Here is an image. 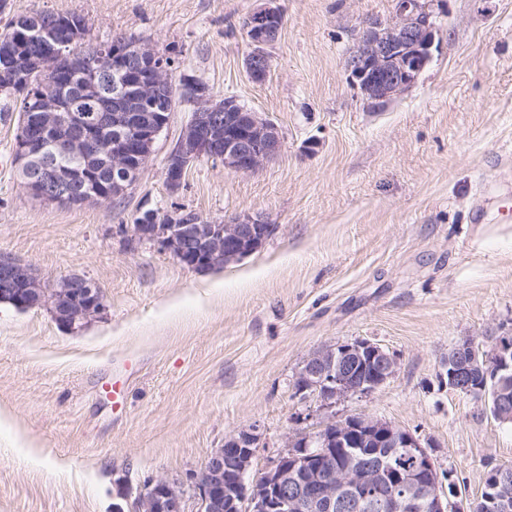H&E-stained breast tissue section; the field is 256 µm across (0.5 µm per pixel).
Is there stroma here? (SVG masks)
<instances>
[{"label":"stroma","instance_id":"35a3bbf8","mask_svg":"<svg viewBox=\"0 0 512 512\" xmlns=\"http://www.w3.org/2000/svg\"><path fill=\"white\" fill-rule=\"evenodd\" d=\"M285 24L261 83L242 20L259 0H6L85 17L87 41L135 36L179 74L274 122L257 171L190 166L172 194L166 157L195 109L180 101L126 197L45 204L13 162L15 98L0 97V253L46 287L92 280L103 309L75 327L44 305L0 303V512H134L148 481L194 482L227 436L257 433L250 477L285 439L366 414L420 439L476 497L512 466V424L440 386L465 338L512 334V0H441L439 44L408 91L370 107L345 68L355 30L393 0H280ZM273 227L237 263L197 271L139 239L140 206ZM365 339L395 376L332 410L294 382L313 353ZM127 381L114 408L103 387Z\"/></svg>","mask_w":512,"mask_h":512}]
</instances>
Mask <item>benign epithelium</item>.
Masks as SVG:
<instances>
[{"label": "benign epithelium", "instance_id": "obj_1", "mask_svg": "<svg viewBox=\"0 0 512 512\" xmlns=\"http://www.w3.org/2000/svg\"><path fill=\"white\" fill-rule=\"evenodd\" d=\"M436 0H394L390 19L367 18L356 34V47L346 61L350 82L367 104L382 106L409 89L427 67L435 46ZM284 13L279 0H261L245 25L252 52L245 58L248 77L263 82L270 70L269 48L278 40ZM33 34L43 42L40 70L47 74L38 87V100L44 107L45 128L62 133L58 145L78 159L65 169L56 156L42 151L41 138L20 124L14 151L22 184L34 198L45 203L84 205L122 198L138 180L141 170L133 157L148 160L153 145L167 127L169 118L151 123L135 120L133 114L117 112L96 116L74 110L69 100L56 93L63 82L61 70H54L55 58L68 54L81 69L98 74L105 67L138 74L133 88L142 97H159L171 86L164 58L150 46L138 42L123 50L105 46L92 52L73 47L76 37L62 39L46 29ZM192 100L196 104L189 123L183 128L167 156L164 181L178 191L189 166L207 159L219 161L237 173L258 170L280 148L278 127L258 112H242L237 99L228 96L216 100L209 89L196 82ZM125 129L130 140L107 139V128ZM98 157L113 168L125 172L124 178L110 188H87L91 173L83 164ZM134 231L139 238L154 241L180 263L192 269H210L217 264L237 262L257 249L270 234L271 225L251 217H235L222 224L200 223L185 211H150L137 220ZM24 308L30 304H48L55 319L73 327L103 308V295L90 280L73 276L62 279L54 288H45L31 270L12 257L0 254V302ZM375 366L370 382L356 383L350 368L359 362ZM478 370L485 375L512 371V335L493 337L490 349L466 338L448 357V373L440 374L448 388L476 398L493 394L498 406L493 417L512 422V409L504 412L499 405L512 400V391L496 386H474L463 373ZM397 371V360L383 348L358 340L322 350L304 364L295 384V394L315 396L323 402L340 400L351 394H368ZM364 429L365 437L379 438L391 448H406L426 479L418 482L415 472L401 471L391 460L379 458L359 467L343 469L322 466L329 437L336 436L340 448L359 450L349 435L348 424ZM256 437L248 432L231 435L224 447L208 458L194 485L198 512H475L477 502L465 508L454 507L452 499L462 497L453 479L448 488L442 482L428 449L409 431L390 422L365 414L344 420H330L320 430L291 438L281 454L255 480L245 477L255 453ZM393 476L392 493L373 500L364 489L374 480ZM185 489L173 478H159L149 483L136 499L139 512H185Z\"/></svg>", "mask_w": 512, "mask_h": 512}]
</instances>
